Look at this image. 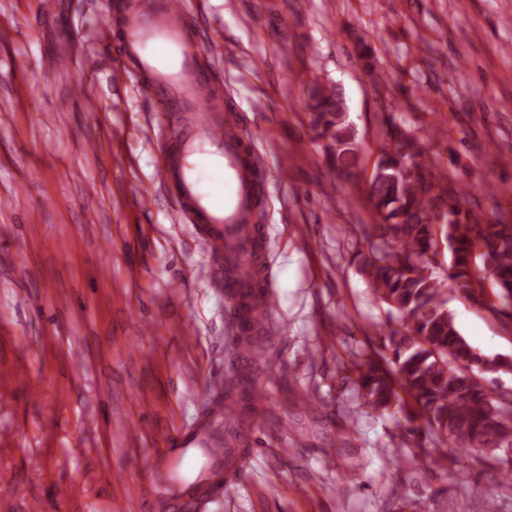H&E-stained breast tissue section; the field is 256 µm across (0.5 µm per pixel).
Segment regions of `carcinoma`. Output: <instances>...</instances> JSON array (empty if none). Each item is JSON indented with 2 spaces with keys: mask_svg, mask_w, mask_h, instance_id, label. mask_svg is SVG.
I'll return each mask as SVG.
<instances>
[{
  "mask_svg": "<svg viewBox=\"0 0 512 512\" xmlns=\"http://www.w3.org/2000/svg\"><path fill=\"white\" fill-rule=\"evenodd\" d=\"M311 100V129L329 140L336 171L356 178L358 152L342 92L316 87ZM426 153L425 143L389 120L369 189L380 222L362 227L367 248L361 273L375 296L398 313L399 327L384 330L374 350L354 353L351 365L367 408L421 421L453 448L493 454L512 445V393L491 394L483 374L511 372L512 359L490 358L460 334L433 261L447 246L452 290L480 303L484 275L476 260L482 259L502 305L511 308L512 224H482L463 211L467 185L440 173L434 158L421 161ZM261 339L247 336L245 347L235 346L224 376L227 408L241 418L256 411L255 382L240 372L241 360Z\"/></svg>",
  "mask_w": 512,
  "mask_h": 512,
  "instance_id": "cac0c4a2",
  "label": "carcinoma"
}]
</instances>
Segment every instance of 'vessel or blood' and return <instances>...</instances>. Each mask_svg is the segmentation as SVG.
Returning a JSON list of instances; mask_svg holds the SVG:
<instances>
[{
    "label": "vessel or blood",
    "mask_w": 512,
    "mask_h": 512,
    "mask_svg": "<svg viewBox=\"0 0 512 512\" xmlns=\"http://www.w3.org/2000/svg\"><path fill=\"white\" fill-rule=\"evenodd\" d=\"M185 0H130L124 20L123 62L115 67L114 84L145 79L160 111L178 112L180 124L163 141L164 159L157 179L173 190L180 220L197 224L195 245L218 261L245 256L254 250L257 236L249 218L258 164L233 110L217 111L224 88L212 83L199 67L200 45L183 26ZM254 294L249 301L252 328L273 335L269 321L271 299L266 269L251 270ZM211 400L205 408L206 426L197 431L177 430L163 450L167 492L183 491L185 456L201 455L207 461L224 456V443L215 426L234 423L224 410V382H209Z\"/></svg>",
    "instance_id": "vessel-or-blood-1"
}]
</instances>
